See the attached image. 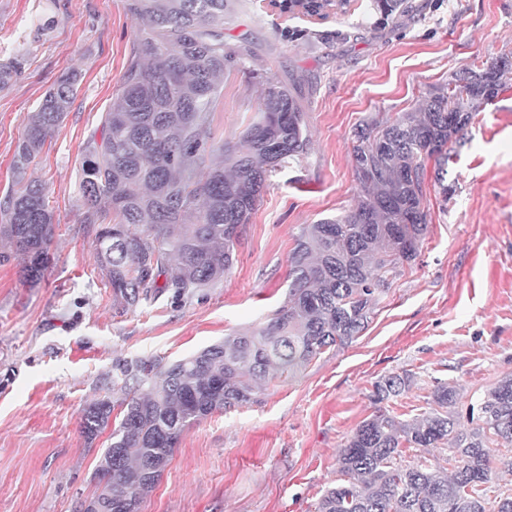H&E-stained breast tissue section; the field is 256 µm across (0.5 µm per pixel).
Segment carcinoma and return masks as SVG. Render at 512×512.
<instances>
[{
  "instance_id": "cac0c4a2",
  "label": "carcinoma",
  "mask_w": 512,
  "mask_h": 512,
  "mask_svg": "<svg viewBox=\"0 0 512 512\" xmlns=\"http://www.w3.org/2000/svg\"><path fill=\"white\" fill-rule=\"evenodd\" d=\"M124 9L139 26L135 55L84 147L79 190L113 303L130 309L166 290L184 294L224 278L267 181L303 155L309 138L294 90L268 79L257 120L213 159L204 136L219 84L243 56L224 42L231 0H124ZM22 69L17 56L0 63V85ZM511 70L508 56L496 57L454 74L411 110L354 128V205L303 228L289 258L287 298L266 322L172 363L120 369L112 378L120 398L92 403L81 421L89 442L111 429L94 472L96 512H140L187 426L252 402L363 333L423 248L427 164L435 163L437 177L447 173L468 126ZM77 90V75L67 73L28 114L14 189L0 200V266L15 264L33 287L50 268L55 226L46 185L27 171ZM411 382L409 373L375 382L376 410L339 455L343 482L325 491L315 512H512V493L488 496L496 479L486 448L490 435L512 443V374L485 393L476 427L465 433L446 410L458 394L450 384L434 388L436 408L420 417L404 420L383 406ZM445 443L451 470L425 457ZM405 448L416 455L398 467Z\"/></svg>"
}]
</instances>
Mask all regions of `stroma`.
<instances>
[{
  "label": "stroma",
  "mask_w": 512,
  "mask_h": 512,
  "mask_svg": "<svg viewBox=\"0 0 512 512\" xmlns=\"http://www.w3.org/2000/svg\"><path fill=\"white\" fill-rule=\"evenodd\" d=\"M233 4L224 41L248 54L224 73L207 150L235 144L253 123L262 74L295 88L309 150L271 177L223 281L124 311L82 222L79 184L82 149L121 87L137 24L123 0H0V62L25 59L0 89V198L29 112L61 75L81 74L35 171L54 208L51 270L32 287L15 265L0 266V512H79L107 446L87 443L80 423L89 404L111 396L117 366L170 363L262 322L286 297L303 227L354 202V127L408 111L461 69L512 56V0H405L406 11L388 17L371 0H350L321 18L269 0ZM36 18L52 22L37 38ZM505 83L443 179L427 177L421 255L368 328L256 403L186 428L142 512H314L337 483L340 450L374 411V383L388 375L413 376L389 403L395 413L429 411L435 386L448 383L470 428V406L512 374V73Z\"/></svg>",
  "instance_id": "1"
}]
</instances>
